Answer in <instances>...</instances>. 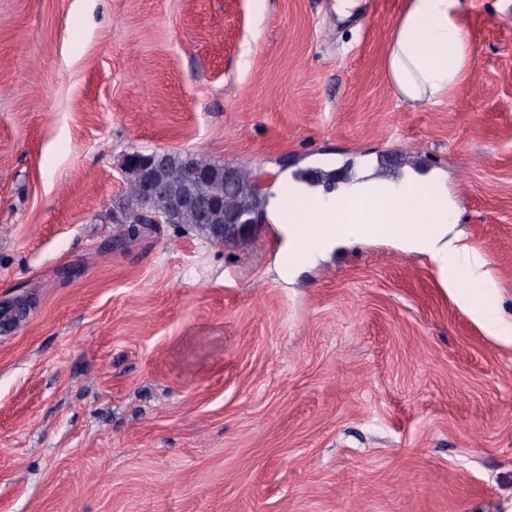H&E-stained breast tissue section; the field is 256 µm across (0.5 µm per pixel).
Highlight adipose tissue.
<instances>
[{"instance_id": "ef3b65f1", "label": "adipose tissue", "mask_w": 512, "mask_h": 512, "mask_svg": "<svg viewBox=\"0 0 512 512\" xmlns=\"http://www.w3.org/2000/svg\"><path fill=\"white\" fill-rule=\"evenodd\" d=\"M472 52L463 0H407L390 36L385 71L402 102L438 105L461 87ZM281 191L292 197V210L282 213L273 200L268 212L282 237L284 273L349 239L397 238L430 258L444 286L490 335H512L477 254L450 235L448 205L425 180L362 182L333 203L299 186L285 184Z\"/></svg>"}]
</instances>
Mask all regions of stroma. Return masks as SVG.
<instances>
[{"mask_svg": "<svg viewBox=\"0 0 512 512\" xmlns=\"http://www.w3.org/2000/svg\"><path fill=\"white\" fill-rule=\"evenodd\" d=\"M406 0H0V512H512V343L425 256L281 275L273 224L132 225L124 154L324 192L438 178L512 315V0H465L438 106L384 60Z\"/></svg>", "mask_w": 512, "mask_h": 512, "instance_id": "stroma-1", "label": "stroma"}]
</instances>
